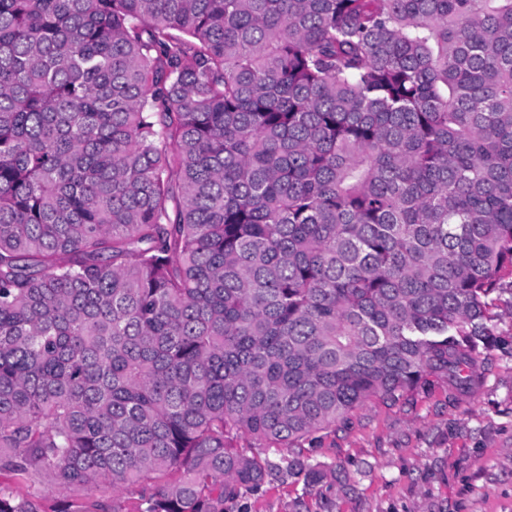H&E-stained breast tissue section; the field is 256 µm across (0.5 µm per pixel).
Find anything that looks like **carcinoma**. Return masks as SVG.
I'll return each mask as SVG.
<instances>
[{
    "label": "carcinoma",
    "instance_id": "1",
    "mask_svg": "<svg viewBox=\"0 0 512 512\" xmlns=\"http://www.w3.org/2000/svg\"><path fill=\"white\" fill-rule=\"evenodd\" d=\"M507 285L512 0H0V512L316 486ZM4 486L9 487L15 495L19 497H30V496H43L45 493H49L51 499H63L64 493L51 486L47 480H41L39 482L26 481L21 479H15L8 474H0V483Z\"/></svg>",
    "mask_w": 512,
    "mask_h": 512
}]
</instances>
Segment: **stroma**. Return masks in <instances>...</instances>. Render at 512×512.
Listing matches in <instances>:
<instances>
[{"label": "stroma", "mask_w": 512, "mask_h": 512, "mask_svg": "<svg viewBox=\"0 0 512 512\" xmlns=\"http://www.w3.org/2000/svg\"><path fill=\"white\" fill-rule=\"evenodd\" d=\"M512 291L503 290L484 350V380L470 394L429 381L394 403L373 399L305 445L335 465L315 487L280 475L228 512H512Z\"/></svg>", "instance_id": "stroma-1"}]
</instances>
